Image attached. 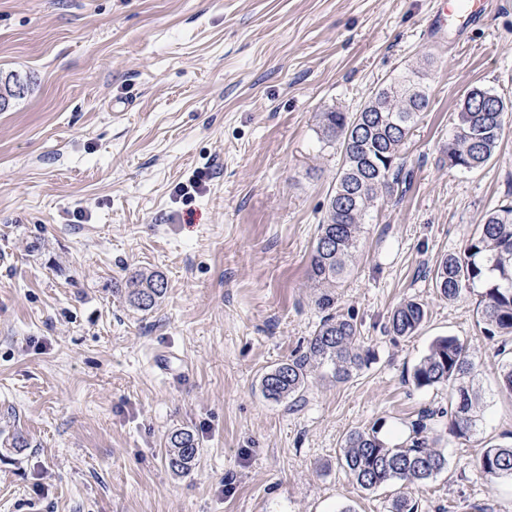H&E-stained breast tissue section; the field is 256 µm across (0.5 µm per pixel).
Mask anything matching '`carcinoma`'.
Masks as SVG:
<instances>
[{
    "label": "carcinoma",
    "mask_w": 512,
    "mask_h": 512,
    "mask_svg": "<svg viewBox=\"0 0 512 512\" xmlns=\"http://www.w3.org/2000/svg\"><path fill=\"white\" fill-rule=\"evenodd\" d=\"M28 83L16 74L0 75V110L10 100L24 95ZM429 104V95L415 71L401 74L378 88L356 112L328 110L316 115L322 139L338 146L341 168L336 174L325 215L309 256L310 280L324 288L317 300L328 311L298 356L266 371L260 387L274 402L302 398L311 368L325 367L336 383L347 381L369 362V351L358 344L354 318L331 312L336 288L347 274L358 251L365 217L377 198L406 182L400 151L417 117ZM457 113L456 130L448 143V167L474 171L494 156L505 128L507 104L498 94L471 89ZM435 286L443 297L454 300L481 287L480 315L490 336L512 335V205L487 212L479 233L460 254L443 257L434 269ZM167 283L162 274L135 272L120 289L130 306L147 311L164 296ZM426 317L425 305L408 300L389 316L388 331L412 336ZM472 357L454 336L436 338L413 370L418 387L453 386L448 403L450 432L468 436L477 425L479 396L471 384ZM200 449L195 435L185 429L167 437L164 461L175 474H187L196 465ZM342 467L365 490L397 481L417 487L443 471L445 455L416 438L406 446L391 447L373 427L347 435L340 457ZM478 467L489 479L512 478V446L491 445L478 459Z\"/></svg>",
    "instance_id": "1"
}]
</instances>
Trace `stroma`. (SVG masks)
<instances>
[{
  "label": "stroma",
  "mask_w": 512,
  "mask_h": 512,
  "mask_svg": "<svg viewBox=\"0 0 512 512\" xmlns=\"http://www.w3.org/2000/svg\"><path fill=\"white\" fill-rule=\"evenodd\" d=\"M437 7L0 0V72L30 82L0 111V512H392L398 483L362 489L338 456L374 426L405 445L425 409L448 466L410 490L417 512H512V479L477 466L512 444V343L486 336L478 293L432 280L512 202V113L484 168L448 166L465 94L512 101V0L430 35ZM408 69L429 88L402 150L412 179L376 202L336 290L371 358L344 383L312 372L299 405L269 401L261 375L322 316L309 255L340 163L314 115L357 111ZM137 269L167 283L148 312L113 292ZM410 299L425 322L388 333ZM440 336L474 361L467 438L440 415L451 386L412 382ZM176 429L201 453L184 477L164 463Z\"/></svg>",
  "instance_id": "stroma-1"
}]
</instances>
